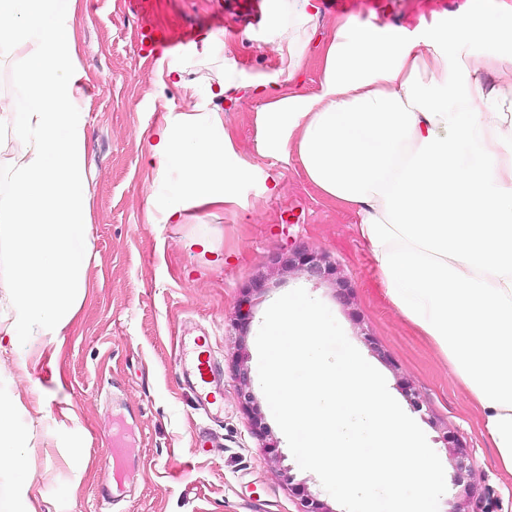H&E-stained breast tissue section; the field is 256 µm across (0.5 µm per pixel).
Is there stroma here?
I'll return each instance as SVG.
<instances>
[{"mask_svg": "<svg viewBox=\"0 0 512 512\" xmlns=\"http://www.w3.org/2000/svg\"><path fill=\"white\" fill-rule=\"evenodd\" d=\"M464 0H386L384 10L357 7L362 21L408 29L419 17L451 21ZM159 34L172 42L157 57L140 37L129 0H78L79 63L90 82L86 197L91 224L87 295L63 336L39 360L0 349V393L19 396L17 424L27 442L29 496L37 512H299L303 493L329 500L318 476L301 470L260 385L258 414L240 403L239 366L258 368L256 336L264 313L298 287L325 303L348 340L386 379L391 395L422 428L447 477H454L451 435L473 468L475 495L466 512H512V494L482 432L469 392L447 360L388 301L376 264L358 236L357 217L329 204L299 166L284 167L254 149L258 102L211 98L209 86L233 69L239 78L283 82L289 42L257 0H150ZM197 42L176 43L185 29ZM180 72L173 85L169 71ZM222 113L238 153L279 179L275 193L243 188L244 209L183 224L149 223L147 197L172 188L144 154L169 112ZM206 231L210 253L187 249ZM301 246L336 264L350 287L341 302L332 284L271 266L273 253ZM266 277L263 290L251 283ZM250 301L252 316L239 323ZM207 337L216 385L213 412L199 406L180 377L194 342ZM126 437L122 472L108 461ZM123 482L108 506L102 491Z\"/></svg>", "mask_w": 512, "mask_h": 512, "instance_id": "stroma-1", "label": "stroma"}]
</instances>
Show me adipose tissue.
<instances>
[{"label": "adipose tissue", "mask_w": 512, "mask_h": 512, "mask_svg": "<svg viewBox=\"0 0 512 512\" xmlns=\"http://www.w3.org/2000/svg\"><path fill=\"white\" fill-rule=\"evenodd\" d=\"M76 2L0 0V51L28 48L15 74L21 96L0 98V129L21 145L0 166V239L14 247L5 334L27 356L32 337L63 334L88 286ZM311 5L270 0L284 29L300 34L288 50L289 90L228 72L209 93L259 99L256 152L299 164L324 199L355 212L388 300L447 357L512 474V80L484 85L499 53L467 54L474 42L512 39V0H466L451 24L424 17L411 32L339 17L319 47L318 89L305 94ZM147 163L156 176L180 174L149 199L168 224L241 208L240 186L260 175L218 112L168 115ZM16 410L0 394V470L12 474L0 483V512H20L29 489Z\"/></svg>", "instance_id": "obj_1"}]
</instances>
